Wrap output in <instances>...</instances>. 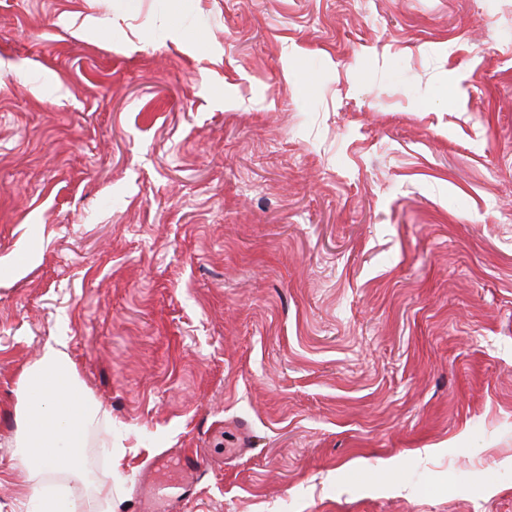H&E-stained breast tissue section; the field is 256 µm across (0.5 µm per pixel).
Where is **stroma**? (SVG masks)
I'll return each mask as SVG.
<instances>
[{
  "label": "stroma",
  "mask_w": 512,
  "mask_h": 512,
  "mask_svg": "<svg viewBox=\"0 0 512 512\" xmlns=\"http://www.w3.org/2000/svg\"><path fill=\"white\" fill-rule=\"evenodd\" d=\"M59 335L114 512H512V0H0V512ZM200 469V462L197 456L182 454L176 459L175 473L184 474L182 480L177 484L182 489L181 493L167 499V509L170 512H177L194 495L196 490V476Z\"/></svg>",
  "instance_id": "stroma-1"
}]
</instances>
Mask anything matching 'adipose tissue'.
<instances>
[{
	"instance_id": "1",
	"label": "adipose tissue",
	"mask_w": 512,
	"mask_h": 512,
	"mask_svg": "<svg viewBox=\"0 0 512 512\" xmlns=\"http://www.w3.org/2000/svg\"><path fill=\"white\" fill-rule=\"evenodd\" d=\"M66 347L63 336L47 342L40 358L18 378L15 445L23 500L39 501L41 512H77L75 498L45 497L41 479L53 475L65 484L80 483L97 512H112V485L97 479L87 461L107 413L88 394Z\"/></svg>"
}]
</instances>
